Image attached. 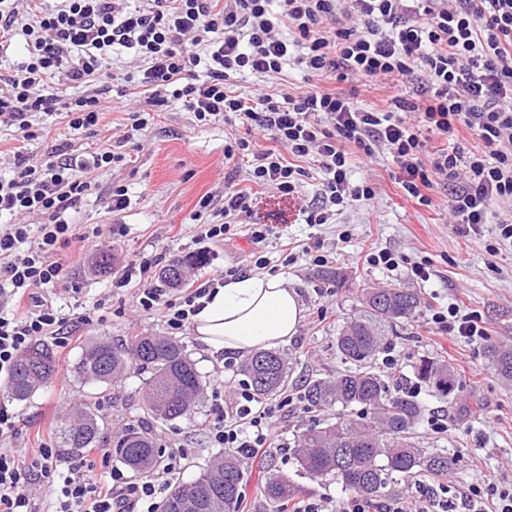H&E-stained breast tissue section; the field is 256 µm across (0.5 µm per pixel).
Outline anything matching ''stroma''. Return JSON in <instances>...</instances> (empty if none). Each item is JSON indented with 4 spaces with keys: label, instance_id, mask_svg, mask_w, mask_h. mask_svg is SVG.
<instances>
[{
    "label": "stroma",
    "instance_id": "1",
    "mask_svg": "<svg viewBox=\"0 0 512 512\" xmlns=\"http://www.w3.org/2000/svg\"><path fill=\"white\" fill-rule=\"evenodd\" d=\"M127 118L119 109L104 112L94 136L70 129L61 111L36 114L32 139L23 138L16 128L1 127L0 175H11L10 161L17 151L41 158L63 144L69 155L87 157L115 143ZM246 133L240 122L221 118L200 125L193 113L174 102L157 109L140 146H123L124 162L94 172L95 187L75 212L74 222L86 231L99 228L101 234L86 242L82 261H75L73 247L62 249L67 275L46 293L68 314L97 305V319L79 326L67 347L57 348L52 383L31 401L12 404L20 419L18 432L9 443L16 455L28 456L44 446L58 447L60 418L84 401L91 402L105 434L139 421L142 377L137 371H129L107 386L80 383L73 366L84 345L94 340L121 343L132 336L167 335L161 313L144 315L137 309L136 296L142 284L135 281L119 288L115 282L130 261L149 259L164 266L172 259L198 253L196 226L190 215L201 196L222 198L224 144ZM397 172L386 154L372 161L356 160L353 180L376 183L377 196L369 204L352 203L329 224L305 221V210L318 187L316 180H307L300 193L288 197L273 189H253L248 223L240 224L233 242L215 248V264L249 271L252 246L247 239L248 226L270 225L274 233L260 246L268 259L266 270L288 277L305 308L298 334L279 347L290 367L287 394L291 404L278 417L285 446L248 468L244 512H269L259 487L272 471L298 483L301 497L326 495L337 506L347 499V492L336 481H313L300 475L295 448L299 433L320 418L319 413L306 410L303 388L309 380L335 376L341 369L336 336L354 310L357 290L363 287L408 288L421 300L419 317L404 325V336L395 343L396 368H388L377 358L372 363L374 372L384 377L393 372L412 382L417 365L425 358L446 361L454 370L452 393L422 386L417 397L422 416L413 429L418 447L444 451L454 460L444 477L448 512H467L463 493L470 484L492 481L503 488L512 486V383L498 377L486 352L491 342L512 345V246H501L497 256H489L486 248L495 241V225H483L477 235H459L449 222L444 191L433 192V205H416L405 197L395 179ZM116 184L125 186L130 198L129 207L117 217L110 209V191ZM290 241L320 244L328 258L326 268L285 264L284 246ZM375 246L396 254L398 268L390 271L367 265L364 256ZM103 250L110 254L111 266L99 273L93 262ZM421 262L431 265L432 275L425 282L411 277L412 265ZM327 268L344 272L346 285L324 276ZM448 306L481 317L487 338L472 342L433 324L434 309ZM180 339L202 377L207 396L191 418L161 424L158 445L163 454L183 455L178 480L186 483L197 478L217 452L209 440L208 393L224 361L206 353L192 331H185ZM436 412L445 415L447 431L432 430L429 418Z\"/></svg>",
    "mask_w": 512,
    "mask_h": 512
}]
</instances>
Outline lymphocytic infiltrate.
<instances>
[{"mask_svg": "<svg viewBox=\"0 0 512 512\" xmlns=\"http://www.w3.org/2000/svg\"><path fill=\"white\" fill-rule=\"evenodd\" d=\"M18 0H0V43L23 34L27 57L0 73V125L32 137L33 115L64 107L68 125L96 133L105 104L127 109L121 137H141L150 108L180 102L199 122L213 116L245 120L259 140L237 138L224 145V160L245 167L251 186L290 196L302 188L313 162L320 176L305 218L325 224L334 207L375 198L377 187L352 182L358 157L387 150L407 198L428 206L432 190L448 193V214L460 235L488 223L492 205L512 208V0H145L126 9L124 0H60L19 12ZM133 51L142 63L135 81L150 91L148 108H127L109 98L103 69L114 50ZM307 73L306 85L248 95L233 89L236 75L280 79L289 59ZM203 78H196V68ZM84 85L83 95L61 101L58 80ZM412 83L404 94L402 83ZM387 88L382 109L360 107L361 92ZM477 140L463 151L461 133ZM104 148L79 160L55 149L46 157L13 156V175L0 178V375L10 374L20 350L49 337L68 344L93 309L66 316L35 288L61 280L66 266L58 254L77 236L72 220L93 188L94 170L124 161ZM248 189L224 178V202L214 208L203 196L191 219L201 241L234 239L250 209ZM38 219L30 228L29 219ZM236 268L191 279L177 297L145 288L141 311L163 312L170 333L184 332L201 301ZM226 362L211 393L213 445L234 449L244 462L270 454L280 438L273 418L279 405L257 398L249 383L232 376ZM16 431V413L0 403V512H37L26 493L39 482L54 512H158L164 486L180 458L161 462L157 473L132 478L112 470L89 475L85 457L60 458L41 448L22 460L6 449ZM468 512H512V489L491 482L469 486ZM342 512H444L431 487L414 501L388 499L383 506L354 496Z\"/></svg>", "mask_w": 512, "mask_h": 512, "instance_id": "1", "label": "lymphocytic infiltrate"}]
</instances>
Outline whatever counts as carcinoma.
I'll use <instances>...</instances> for the list:
<instances>
[{
    "label": "carcinoma",
    "instance_id": "obj_1",
    "mask_svg": "<svg viewBox=\"0 0 512 512\" xmlns=\"http://www.w3.org/2000/svg\"><path fill=\"white\" fill-rule=\"evenodd\" d=\"M200 263L199 256L178 260L162 271L161 282L173 288L180 279H170L169 270ZM358 303L359 308L336 336V355L344 368L332 379L309 381L303 394L306 409L336 408V420L302 432L296 458L300 472L307 477L332 476L346 491L378 503L390 494L392 484L408 486L420 477L443 476L449 463L447 457L412 443L411 431L421 409L401 389L402 379L392 376L385 380L366 370L376 353L394 344L403 325L418 316L419 297L407 288H363ZM487 353L498 375L512 381V346L491 344ZM131 366L144 374L141 425L105 437L97 415L88 406L78 405L72 414L61 418V454L74 457L88 448L102 447L111 449L112 456L138 475L156 466L157 423L192 415L203 391L201 376L184 343L156 335L133 336L124 344L93 341L82 351L76 373L85 383L108 385ZM243 370L261 398L288 388V363L278 350L255 352ZM55 371L53 349L43 342L29 344L16 357L6 385L7 396L17 402L30 400L52 380ZM417 377L443 392L455 387L453 371L432 358L420 362ZM245 475L244 463L233 453L222 452L194 481L172 488L161 512H176L175 503L189 488L193 489L197 512H235ZM260 493L271 512H279L300 493V487L273 473L265 479Z\"/></svg>",
    "mask_w": 512,
    "mask_h": 512
}]
</instances>
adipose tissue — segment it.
Segmentation results:
<instances>
[{"label":"adipose tissue","mask_w":512,"mask_h":512,"mask_svg":"<svg viewBox=\"0 0 512 512\" xmlns=\"http://www.w3.org/2000/svg\"><path fill=\"white\" fill-rule=\"evenodd\" d=\"M296 288L281 274L230 276L192 318L197 340L210 352L247 356L283 344L304 319Z\"/></svg>","instance_id":"1"}]
</instances>
